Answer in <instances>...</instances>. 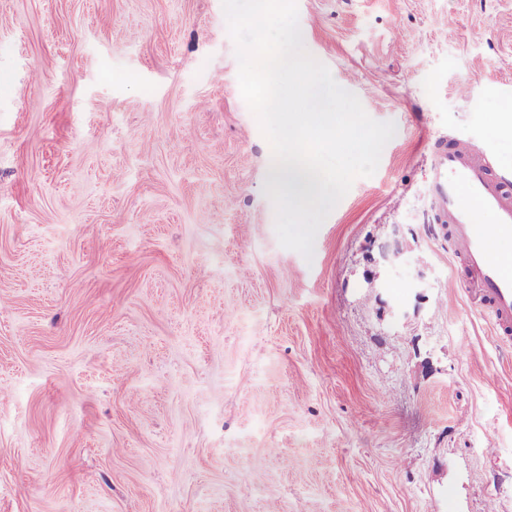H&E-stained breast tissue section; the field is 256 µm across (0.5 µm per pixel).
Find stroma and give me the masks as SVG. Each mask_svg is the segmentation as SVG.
<instances>
[{"label":"stroma","instance_id":"1","mask_svg":"<svg viewBox=\"0 0 512 512\" xmlns=\"http://www.w3.org/2000/svg\"><path fill=\"white\" fill-rule=\"evenodd\" d=\"M297 5L396 128L309 260L222 0H0V512H512V349L426 192L445 136L512 178V0Z\"/></svg>","mask_w":512,"mask_h":512}]
</instances>
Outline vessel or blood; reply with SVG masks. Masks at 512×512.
I'll return each mask as SVG.
<instances>
[{"mask_svg":"<svg viewBox=\"0 0 512 512\" xmlns=\"http://www.w3.org/2000/svg\"><path fill=\"white\" fill-rule=\"evenodd\" d=\"M430 153L432 221L462 262L472 306L488 317L500 346L511 347L512 273L493 251L512 241V179L494 175L488 160L462 141L436 139ZM480 212L492 223H478Z\"/></svg>","mask_w":512,"mask_h":512,"instance_id":"vessel-or-blood-1","label":"vessel or blood"}]
</instances>
